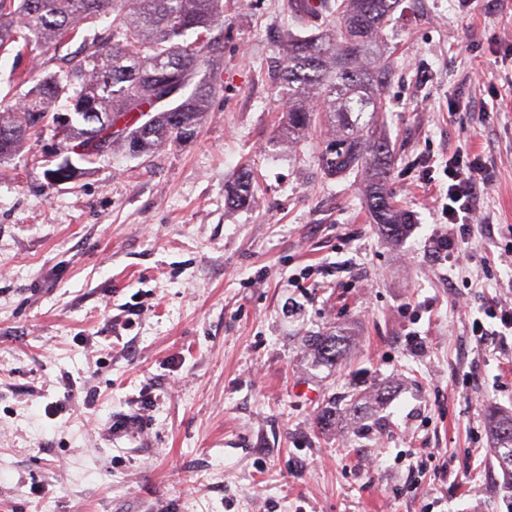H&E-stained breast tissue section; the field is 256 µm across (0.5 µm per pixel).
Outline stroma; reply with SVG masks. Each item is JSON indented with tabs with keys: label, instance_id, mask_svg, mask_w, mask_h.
<instances>
[{
	"label": "stroma",
	"instance_id": "35a3bbf8",
	"mask_svg": "<svg viewBox=\"0 0 512 512\" xmlns=\"http://www.w3.org/2000/svg\"><path fill=\"white\" fill-rule=\"evenodd\" d=\"M291 2L224 0L223 89L192 140L53 184L47 125L0 164V512H512L486 426L487 403L512 412V332L485 314L512 298V0H400L386 29L396 242L367 171L323 172L328 122L277 140L281 45L332 28ZM34 67L0 53V107ZM461 148L491 220L464 269L429 250ZM244 168L254 198L228 207ZM330 331L347 354L314 366ZM351 391L364 419L320 424Z\"/></svg>",
	"mask_w": 512,
	"mask_h": 512
}]
</instances>
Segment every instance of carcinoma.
Listing matches in <instances>:
<instances>
[{"instance_id": "carcinoma-1", "label": "carcinoma", "mask_w": 512, "mask_h": 512, "mask_svg": "<svg viewBox=\"0 0 512 512\" xmlns=\"http://www.w3.org/2000/svg\"><path fill=\"white\" fill-rule=\"evenodd\" d=\"M299 2L291 3L295 23L324 15L335 19L336 29L288 44L289 105L279 134L287 139L307 131L314 104L324 103L322 112L338 135L321 157L323 168L338 176L373 171L372 217L398 240L407 222L386 188L393 150L374 125L394 62L369 68L365 60L379 46L399 0H316L307 9ZM223 18V0H0V51L21 41L37 58L59 50L82 28L93 32L91 47L73 67L44 71L17 104L0 110V161L19 151L61 98L67 119L60 124V149L66 156L48 171L54 182L74 176L72 156L89 162L104 153V142L110 152L148 157L169 142L190 139L223 87L216 67L221 45L207 38ZM100 21L106 22L101 29ZM252 195L247 171L224 185L232 207L247 205ZM308 347L316 365L330 368L345 352L334 334L314 336ZM487 422L491 454L512 493V414L492 410Z\"/></svg>"}]
</instances>
